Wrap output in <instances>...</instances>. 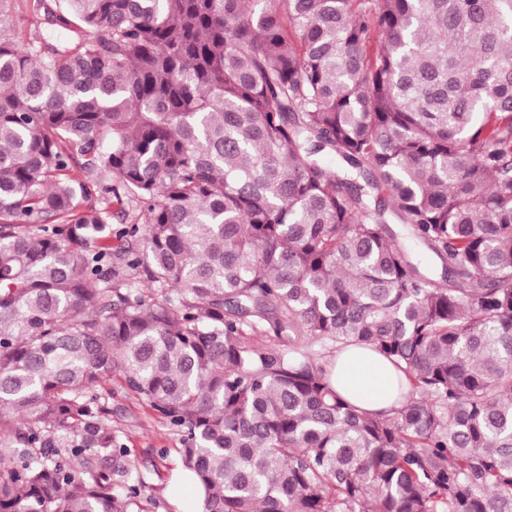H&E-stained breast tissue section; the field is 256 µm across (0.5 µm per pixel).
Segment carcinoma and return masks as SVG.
Masks as SVG:
<instances>
[{
	"label": "carcinoma",
	"mask_w": 512,
	"mask_h": 512,
	"mask_svg": "<svg viewBox=\"0 0 512 512\" xmlns=\"http://www.w3.org/2000/svg\"><path fill=\"white\" fill-rule=\"evenodd\" d=\"M36 2L0 29V512L162 507L115 374L202 512H512V0ZM363 343L390 413L330 382ZM33 0H15L12 5V22L6 24L5 30L15 36H24L30 29L41 22V16L36 12ZM120 386L114 377L112 389L119 392L112 400V426L126 434L125 443L131 450V459L148 483L145 494L160 495L168 504L167 509L159 508L158 511L191 510L194 488L186 482L173 481L181 467L176 451V448H181L178 437L145 400L136 393L121 390ZM160 448L168 449L164 459L158 456Z\"/></svg>",
	"instance_id": "obj_1"
}]
</instances>
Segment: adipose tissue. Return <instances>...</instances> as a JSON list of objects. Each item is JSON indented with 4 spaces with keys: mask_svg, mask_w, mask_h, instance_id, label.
<instances>
[{
    "mask_svg": "<svg viewBox=\"0 0 512 512\" xmlns=\"http://www.w3.org/2000/svg\"><path fill=\"white\" fill-rule=\"evenodd\" d=\"M337 392L349 403L368 412H388L399 405L396 368L369 348L337 353L332 372Z\"/></svg>",
    "mask_w": 512,
    "mask_h": 512,
    "instance_id": "adipose-tissue-1",
    "label": "adipose tissue"
}]
</instances>
